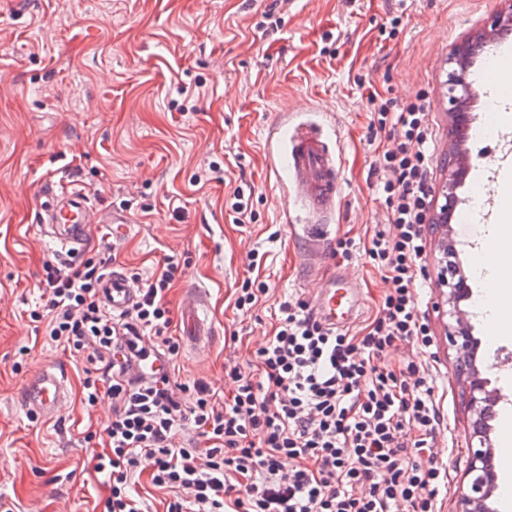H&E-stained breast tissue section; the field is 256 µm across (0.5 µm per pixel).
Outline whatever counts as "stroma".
Masks as SVG:
<instances>
[{
	"mask_svg": "<svg viewBox=\"0 0 512 512\" xmlns=\"http://www.w3.org/2000/svg\"><path fill=\"white\" fill-rule=\"evenodd\" d=\"M270 7L272 32L264 24ZM500 8L501 0H0V502L14 512H93L108 495L83 433L104 427L112 403L82 407L88 362L47 340L29 317L45 302L43 265L59 255L36 222L45 179L67 178L131 220L117 236L95 225L83 257L111 247L116 269L143 285L161 273L164 256H177L168 295L176 313L186 293L206 290L212 342L199 352L181 342L175 377L227 393L225 363L254 371L280 302L311 300L318 288L300 277L307 243L297 227L308 213L284 191L287 161L269 129L288 113L321 124L336 148L332 237L355 246L349 258L328 257L323 273L345 274L359 288L365 306L350 327L358 332L389 289L363 249L389 230L379 160L397 143L396 130L373 126L374 113L429 96V177L440 189L448 55ZM486 65L478 58L468 72L473 167L457 189V209L471 221L451 233L464 269L488 245L512 272V210L500 211L497 199L512 193V132L498 120L512 114V78L489 89L480 79ZM238 188L252 223L234 220L229 203ZM439 259L431 230L414 286L432 347L422 354L403 340L385 361L419 359L434 380L444 421L430 451L447 471L437 510L456 512L470 414L444 336ZM253 276L269 293L250 311L236 310L235 290ZM473 335L492 387L512 396V335L487 340L478 323ZM46 366L71 382L58 422L32 420L22 403L28 378Z\"/></svg>",
	"mask_w": 512,
	"mask_h": 512,
	"instance_id": "35a3bbf8",
	"label": "stroma"
}]
</instances>
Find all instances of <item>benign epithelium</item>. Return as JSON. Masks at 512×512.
<instances>
[{
    "label": "benign epithelium",
    "instance_id": "1",
    "mask_svg": "<svg viewBox=\"0 0 512 512\" xmlns=\"http://www.w3.org/2000/svg\"><path fill=\"white\" fill-rule=\"evenodd\" d=\"M501 10L493 17L490 28L476 39H466L458 43L448 57V94L447 129L448 143L451 147L448 158L447 178L442 186L440 197L444 203L435 204L428 217V223L440 225L442 237L441 273L439 281L445 288L442 293L444 303L449 306L450 321L446 324V336L449 346L457 357V372L465 388V401L472 417L471 431L468 432L470 465L469 480L459 491V512H491L487 505L494 487L495 475L492 466V444L488 421L496 415V406L504 400L499 391L488 389L489 379L476 365L478 342L471 334V325L467 314L460 304L471 298L468 278L459 265L450 261L457 256L456 243L451 239L448 215L455 210L458 198L455 189L464 169L469 165V155L464 148V128L471 121L466 111L470 99L469 85L466 82L467 63L475 55L484 53L498 40L512 34V0H501Z\"/></svg>",
    "mask_w": 512,
    "mask_h": 512
}]
</instances>
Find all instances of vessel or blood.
<instances>
[{
    "label": "vessel or blood",
    "instance_id": "vessel-or-blood-1",
    "mask_svg": "<svg viewBox=\"0 0 512 512\" xmlns=\"http://www.w3.org/2000/svg\"><path fill=\"white\" fill-rule=\"evenodd\" d=\"M272 138L283 139L288 158V181L302 191L315 219L301 227L317 254H325L329 236L327 219L336 211L338 185L336 154L323 135L321 125L299 122L274 127ZM39 222L49 226L52 238L71 254L81 252L89 241L94 224L126 226L128 217L94 203L84 192L59 184L47 183L39 204ZM136 298L130 278L113 273L103 287V300L112 312L120 313ZM201 296L188 297L182 306L183 335L187 341L206 347L212 327L204 315ZM361 306V297L351 282L336 274L320 290L315 314L323 323L344 328L353 323ZM71 398L68 376L56 367L42 369L24 387L26 409L36 417L55 420L62 416Z\"/></svg>",
    "mask_w": 512,
    "mask_h": 512
}]
</instances>
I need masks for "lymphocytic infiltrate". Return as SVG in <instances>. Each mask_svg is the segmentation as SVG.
<instances>
[{"label": "lymphocytic infiltrate", "instance_id": "f902f5d3", "mask_svg": "<svg viewBox=\"0 0 512 512\" xmlns=\"http://www.w3.org/2000/svg\"><path fill=\"white\" fill-rule=\"evenodd\" d=\"M431 108L420 95L399 111L377 112L379 128L400 134L381 161L390 229L365 250L390 284L379 312L352 335L322 325L303 299L282 302L273 335L255 352L258 375L225 365L227 398L199 380L176 383L169 364L157 362L179 351L167 300L179 270L174 257H164L161 274L117 315L100 297L111 257L44 264L46 304L30 318L93 364L83 403L107 398L114 407L105 446L92 453L109 488L106 512H143L132 479L144 470L170 492L166 512H435L446 471L425 456L440 423L433 380L417 361H384L397 341L431 345L412 286L433 202ZM131 330L155 348L127 340ZM182 428L189 436L180 441Z\"/></svg>", "mask_w": 512, "mask_h": 512}]
</instances>
